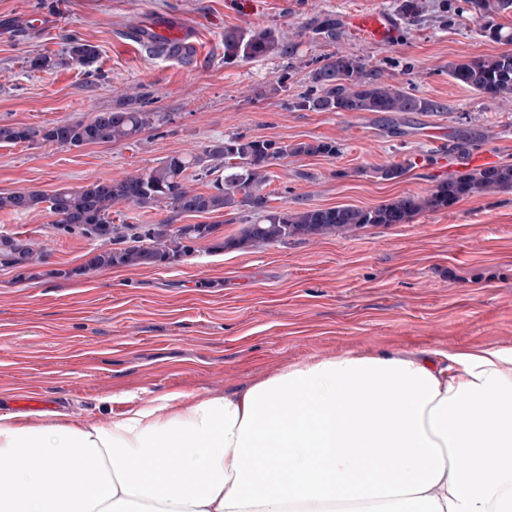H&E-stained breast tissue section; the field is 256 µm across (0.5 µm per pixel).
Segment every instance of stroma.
I'll return each instance as SVG.
<instances>
[{"label":"stroma","instance_id":"1","mask_svg":"<svg viewBox=\"0 0 512 512\" xmlns=\"http://www.w3.org/2000/svg\"><path fill=\"white\" fill-rule=\"evenodd\" d=\"M417 22L400 18L378 43L349 22L354 12L398 16V0H0V122L48 126L90 119L124 95L159 113L155 128L124 144L0 146V193L51 192L119 179L173 155L199 153L236 133L299 143L335 141L334 156L289 157L272 168L277 206L372 208L424 195L464 172L443 148L469 132L477 151L512 163V101L492 102L448 75L466 57L512 51V13L495 16L501 38L469 0H422ZM336 15L335 41L312 39ZM193 25L192 63L154 56L133 38L156 19ZM270 27L298 42L294 64L269 56L225 61L224 32ZM97 46V75L70 67V36ZM339 51L382 68L389 81L447 105L392 124L369 112L294 106L311 59ZM48 66L31 69L30 59ZM407 160L401 178L379 167ZM46 212L0 211V234L34 242L35 278L0 266V413L30 423L66 413L109 423L128 407L174 392L220 395L313 354L512 346V190L417 215L306 240L216 251L159 267L82 266L99 241L54 231Z\"/></svg>","mask_w":512,"mask_h":512}]
</instances>
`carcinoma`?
<instances>
[{"instance_id":"carcinoma-1","label":"carcinoma","mask_w":512,"mask_h":512,"mask_svg":"<svg viewBox=\"0 0 512 512\" xmlns=\"http://www.w3.org/2000/svg\"><path fill=\"white\" fill-rule=\"evenodd\" d=\"M484 18L512 12V0H470ZM337 20L333 14L317 19L312 38L336 40ZM299 43L284 39L268 27L224 31V60H255L270 55L293 59ZM70 64L86 73L98 70L96 46L78 38L69 39ZM309 86L295 106L315 112H371L374 114H431L447 111L433 99L408 93L385 79L381 69L369 67L362 59L332 52L312 61ZM454 82L490 101L512 100V52L463 58L448 66ZM159 120L156 112L119 107L99 112L88 121L56 123L52 126L0 124V143L17 144L42 140L63 146L126 143ZM474 139L453 136L446 152L468 160ZM333 141L285 143L250 139L234 134L199 154L172 156L156 166L138 170L120 180H99L78 190L59 188L50 194L39 190H17L0 194V210L23 213L44 209L55 217L56 232L98 240L106 248L87 262L63 275H83L90 270L118 267H155L175 257L194 252V246L218 233V224H174L181 215L222 212L226 208H248L250 220L239 233L211 245L216 251L243 249L260 244L282 243L295 237L322 236L337 231H354L367 226L407 224L416 215L445 209L455 202L477 195L512 189V164L473 169L440 180L426 196L409 195L373 208L336 206L281 210L271 205L265 192L269 168L276 162L300 155L334 156ZM416 163L391 164L377 169L384 180L404 176ZM200 177L217 172L212 191L199 193L188 185V170ZM130 203L140 208L164 205L172 217L158 224H115L112 207ZM0 264L16 271V278L35 276V251L28 240L0 235Z\"/></svg>"}]
</instances>
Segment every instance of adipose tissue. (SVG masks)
<instances>
[{"instance_id":"1","label":"adipose tissue","mask_w":512,"mask_h":512,"mask_svg":"<svg viewBox=\"0 0 512 512\" xmlns=\"http://www.w3.org/2000/svg\"><path fill=\"white\" fill-rule=\"evenodd\" d=\"M0 512H512V347L313 355L106 426L3 413Z\"/></svg>"}]
</instances>
